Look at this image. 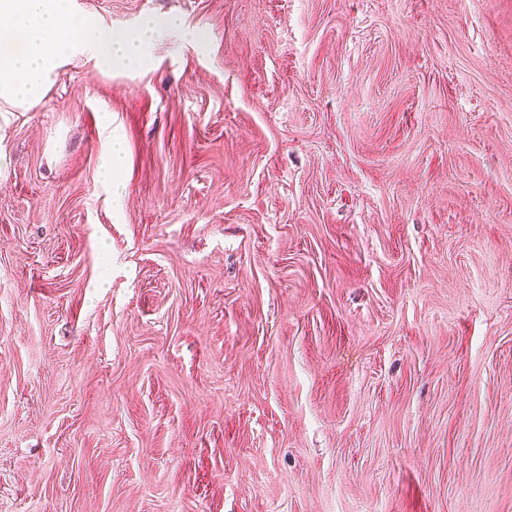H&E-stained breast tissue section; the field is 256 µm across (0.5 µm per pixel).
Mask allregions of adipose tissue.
Masks as SVG:
<instances>
[{"label": "adipose tissue", "instance_id": "adipose-tissue-1", "mask_svg": "<svg viewBox=\"0 0 512 512\" xmlns=\"http://www.w3.org/2000/svg\"><path fill=\"white\" fill-rule=\"evenodd\" d=\"M157 24L132 32L75 12L70 0H0V109L25 112L39 104L63 68L82 58L103 72H144Z\"/></svg>", "mask_w": 512, "mask_h": 512}]
</instances>
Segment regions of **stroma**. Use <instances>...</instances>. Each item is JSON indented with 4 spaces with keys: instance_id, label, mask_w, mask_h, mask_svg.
Here are the masks:
<instances>
[{
    "instance_id": "1",
    "label": "stroma",
    "mask_w": 512,
    "mask_h": 512,
    "mask_svg": "<svg viewBox=\"0 0 512 512\" xmlns=\"http://www.w3.org/2000/svg\"><path fill=\"white\" fill-rule=\"evenodd\" d=\"M72 6L163 29L0 112V512H512V0ZM123 144L117 136H113L109 152L101 165L100 177L103 182L112 186V196L119 199L122 196L121 184L115 179V171L121 161Z\"/></svg>"
}]
</instances>
